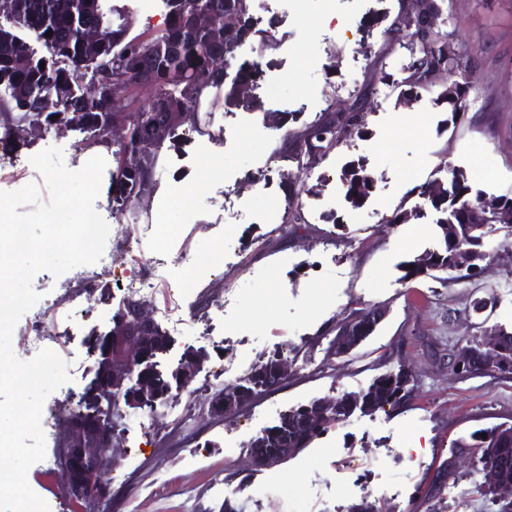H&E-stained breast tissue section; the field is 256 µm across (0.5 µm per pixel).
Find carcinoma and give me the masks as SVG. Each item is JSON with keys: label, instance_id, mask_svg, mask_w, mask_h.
<instances>
[{"label": "carcinoma", "instance_id": "carcinoma-1", "mask_svg": "<svg viewBox=\"0 0 512 512\" xmlns=\"http://www.w3.org/2000/svg\"><path fill=\"white\" fill-rule=\"evenodd\" d=\"M164 27L147 36H131L127 29L106 19L101 0H9L0 11V141L16 146L28 143L34 126L46 125L64 133L74 128L87 130L92 138L87 146L103 147L107 144L108 121H116L127 127L128 137L114 141L111 188L112 201L122 206L149 204L156 189L155 171L164 146L173 141L177 129L187 117L196 120L202 106L200 91L212 88L221 91L225 87L227 70L224 64H232L237 55L252 46L258 30L250 0H207L213 16L209 27H197L191 20L190 0H168ZM239 17L237 27L224 33V15ZM20 29L23 34L14 33ZM52 36H46L47 31ZM454 41L453 32L442 31L430 38L429 49L420 66L405 65L401 77L380 70L377 82L402 88V96H417L427 88V70L440 69L448 73L449 82L439 95L454 121L466 106L470 86L468 74L477 65V59L465 51L454 55L445 48ZM40 46L35 51L33 44ZM92 69L107 92L98 99L86 101L80 96V83L84 70ZM155 70V95L149 104L136 96L112 95V83L133 82L142 70ZM261 78L259 64H242L236 71L228 91L224 92V105L253 107L256 105L253 91ZM57 119L52 120L50 116ZM368 112L364 109L338 115L325 112L311 121L270 117L271 124L281 128L288 122L300 123L298 132L308 135L314 144L323 148L322 155L310 162L302 153L283 143L277 156L296 164V173L281 180L288 197V219L295 224L303 223L299 196L305 191V177L324 156L343 143L340 130L352 124L359 130L366 129ZM157 121L166 128L165 136L149 154L140 157L137 165L127 163L137 142L148 135V125ZM342 182L347 186L345 197L358 207L370 196L374 180L367 168L360 163H350L342 171ZM422 203L407 209L401 205L395 211L391 223L409 224L425 216L423 207L435 214L434 224L440 237V245L426 249L400 264L401 280L411 282L434 273L451 275L460 281L477 278L485 269L483 263L491 259L485 254L477 261L470 255L486 249L488 230L498 225L512 235V197L506 198L494 211L485 208L486 193L474 187L465 170L448 168L444 179H434L419 187L417 192ZM369 309L360 310L352 321L347 335L350 343L363 344L377 328L369 318ZM138 328V323L128 313H115L109 335L98 339L97 372L112 381V387L121 389L126 398L140 405L146 400L161 401L170 384L167 378L155 370L154 358L163 353L168 337L154 323L148 333L149 348L140 366L139 387L128 385L123 373L114 370L108 356V336ZM280 355L272 353L261 361L243 379L242 387L247 397L266 390V384ZM401 371H390L376 378L361 392H343L322 398L329 408L341 406L342 410L375 411L389 406L397 407L409 398L402 392ZM88 400L81 415L94 418L100 412L107 393L97 387L87 391ZM332 427L328 421L314 422L304 419L301 407H291L279 418L277 424L268 427L256 437L250 448H277L283 434L309 441L323 435ZM486 437H481V434ZM458 448H480L482 456L478 473L492 468L499 479L512 483V424L504 423L485 427L470 435V442L458 441Z\"/></svg>", "mask_w": 512, "mask_h": 512}]
</instances>
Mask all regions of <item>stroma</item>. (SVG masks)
Segmentation results:
<instances>
[{
	"label": "stroma",
	"mask_w": 512,
	"mask_h": 512,
	"mask_svg": "<svg viewBox=\"0 0 512 512\" xmlns=\"http://www.w3.org/2000/svg\"><path fill=\"white\" fill-rule=\"evenodd\" d=\"M103 6L132 36L161 29L167 13L166 0H103ZM441 7L455 43L478 58L456 121L445 120L441 85L404 103L399 88L375 85L378 67L399 73L407 52L396 45L384 49L381 62L367 58L366 47L380 48L381 37L379 29H365L360 0H255L253 13L263 17L260 29L275 47L260 55L245 49L237 60L261 63L258 107L231 111L236 128L228 134L223 100L206 105L210 138L200 148L180 139L163 149L150 212L130 205L118 213L100 192L105 221L133 247L113 255L111 278L98 285L103 296L95 317L57 350L68 364L70 390L83 393L93 377L88 330L112 327L118 304L107 291L116 279L135 282L142 258L163 260L166 281L154 302L183 321L158 356V371L171 374L189 351L204 357L191 386L172 384L153 416L126 409L121 445L104 476L112 496L101 512H224L228 502L237 512H347L362 499L378 512H493L473 490L468 449L454 442L482 427L512 424V376L450 375L448 352L475 337L478 323L512 329V248H502L505 232L494 228L486 236L493 258L477 281L405 283L401 263L439 241L432 217L391 221L399 206L417 203L415 187L445 177L451 166L488 194L512 197V0H443ZM372 85L367 132L353 133L312 170L311 191L300 198L304 223L288 233L278 222L288 202L282 188L267 191L254 180L259 169L281 165L276 150L283 133L266 113L298 112L311 120ZM85 140L79 131L49 129L21 154L55 146L65 165L78 170L95 155ZM353 160L364 162L375 180L359 207L345 201L340 180ZM228 184L241 198L239 223L229 229L219 208ZM154 212L163 225L157 238L143 233ZM261 213L271 223H255ZM203 266L207 276L182 290ZM294 267L299 277L283 279L282 271ZM489 296L494 308L474 313V301ZM375 304L388 308L375 335L346 358H326L324 330ZM278 342L288 345V381L235 414L211 413L212 392L240 382ZM401 364L417 377L401 408L355 412L287 463L251 468L249 443L284 411L365 390ZM362 466L373 481L357 492L352 472ZM448 470L456 480L441 482ZM27 480L49 512H74L58 475L41 463L31 465Z\"/></svg>",
	"instance_id": "stroma-1"
}]
</instances>
